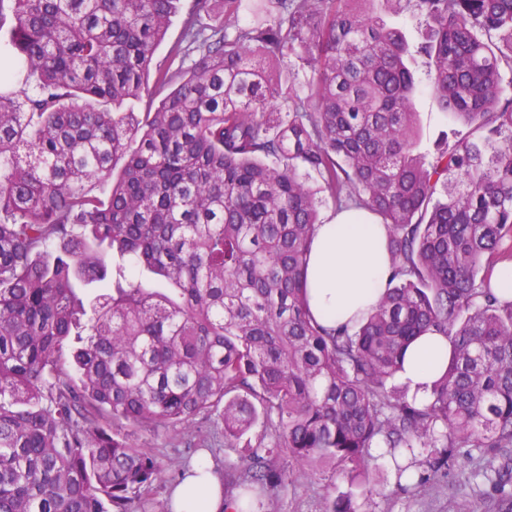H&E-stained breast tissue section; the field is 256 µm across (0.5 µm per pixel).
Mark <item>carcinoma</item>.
<instances>
[{"label":"carcinoma","mask_w":512,"mask_h":512,"mask_svg":"<svg viewBox=\"0 0 512 512\" xmlns=\"http://www.w3.org/2000/svg\"><path fill=\"white\" fill-rule=\"evenodd\" d=\"M402 1L414 45L370 0H248L245 25L243 0H193L170 52L193 65L151 80L183 0H0V512H138L164 468L127 428L216 410L227 448L260 427L224 466L237 512L324 464L349 486L326 512H356L375 447L426 481L456 448L512 454V301L484 265L512 239V0ZM291 55L305 88L262 66ZM416 56L469 128L429 161ZM312 173L387 230L386 291L351 327L306 304ZM114 253L172 295L113 278ZM429 331L451 358L419 400L394 380ZM493 489L512 512L511 464Z\"/></svg>","instance_id":"carcinoma-1"}]
</instances>
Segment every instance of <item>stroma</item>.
I'll list each match as a JSON object with an SVG mask.
<instances>
[{
    "instance_id": "1",
    "label": "stroma",
    "mask_w": 512,
    "mask_h": 512,
    "mask_svg": "<svg viewBox=\"0 0 512 512\" xmlns=\"http://www.w3.org/2000/svg\"><path fill=\"white\" fill-rule=\"evenodd\" d=\"M417 150L433 152L444 134L457 129L456 121L441 113L429 88L417 98ZM135 438L143 447L153 449L165 466V479L153 489L147 512H167L169 488L186 466L204 460L210 464L235 463L239 454L224 445V429L214 426L205 416H197L189 427L138 430ZM377 468L363 496L357 497V512H486L491 491L482 471L487 456L477 448H460L448 470L418 489H411V476L398 475L390 458L381 449H373ZM347 483L331 467L320 469L311 480L282 487L278 491V512H324L326 502Z\"/></svg>"
}]
</instances>
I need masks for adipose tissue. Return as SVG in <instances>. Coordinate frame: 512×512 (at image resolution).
<instances>
[{
	"mask_svg": "<svg viewBox=\"0 0 512 512\" xmlns=\"http://www.w3.org/2000/svg\"><path fill=\"white\" fill-rule=\"evenodd\" d=\"M361 211L344 209L316 225L305 270L306 302L322 325L355 324L380 301L388 283L391 258L383 225L361 223ZM449 344L430 332L407 350L399 379L425 396L444 370ZM173 486L171 512H234L224 496L221 475L205 462Z\"/></svg>",
	"mask_w": 512,
	"mask_h": 512,
	"instance_id": "ef3b65f1",
	"label": "adipose tissue"
}]
</instances>
